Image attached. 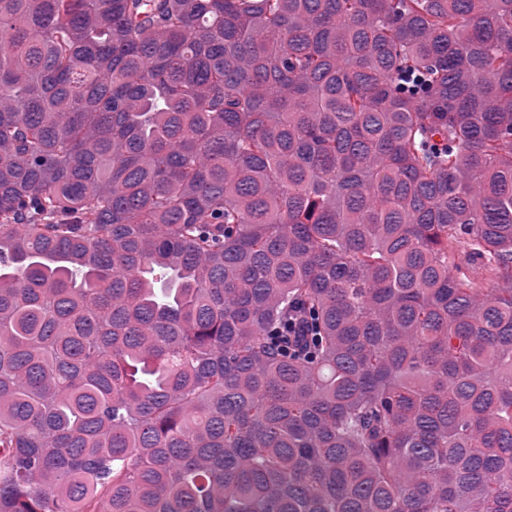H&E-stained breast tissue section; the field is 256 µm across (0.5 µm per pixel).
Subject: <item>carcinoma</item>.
<instances>
[{"label": "carcinoma", "mask_w": 512, "mask_h": 512, "mask_svg": "<svg viewBox=\"0 0 512 512\" xmlns=\"http://www.w3.org/2000/svg\"><path fill=\"white\" fill-rule=\"evenodd\" d=\"M1 88L0 512H512V0H0Z\"/></svg>", "instance_id": "carcinoma-1"}]
</instances>
